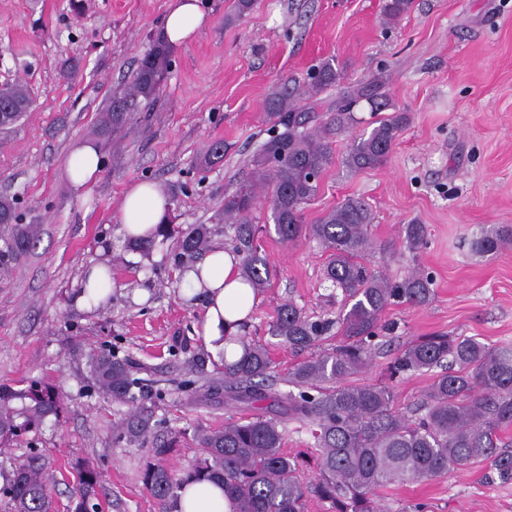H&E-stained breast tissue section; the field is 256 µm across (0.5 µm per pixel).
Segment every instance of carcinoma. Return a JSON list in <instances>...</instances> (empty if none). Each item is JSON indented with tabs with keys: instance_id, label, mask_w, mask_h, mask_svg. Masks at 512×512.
Segmentation results:
<instances>
[{
	"instance_id": "1",
	"label": "carcinoma",
	"mask_w": 512,
	"mask_h": 512,
	"mask_svg": "<svg viewBox=\"0 0 512 512\" xmlns=\"http://www.w3.org/2000/svg\"><path fill=\"white\" fill-rule=\"evenodd\" d=\"M413 0H387L384 20L397 22L412 8ZM172 67L169 50L154 41L139 60L127 89L112 97L96 126L98 141L107 146L140 111L141 101L156 98ZM336 80L330 61L318 66L301 94L312 99ZM366 103L371 113L390 109L376 81L347 90L327 120L311 130L315 113L299 105L295 94L281 86L265 102L272 123L270 137L251 160V180L224 197V228L241 272L259 293L270 285L274 269L262 251L261 226L251 214L259 200L270 210L278 237L295 242L315 240L328 253L324 270L331 287L341 290L345 304L334 317L316 320L288 302L269 325L279 343L297 350L312 349L327 335L339 342L293 365L284 375L275 371L267 346L240 335V358L224 363V378L201 386L202 396L217 394L224 386L227 409L243 407L246 416L229 420L218 430L200 429V455L182 471L161 464L148 467L143 482L159 512H178L181 493L193 482L220 484L232 512H305L316 497L330 504V512H384L380 489L392 483L432 480L454 467L487 463L504 481L512 480V453L503 449L501 433L512 426V346L490 347L473 336L436 335L407 343L387 366L388 382L352 385L348 379L372 361L379 342L383 312L395 303L426 304L433 295V278L412 268L399 281L370 270L363 260L374 249L370 235L373 215L356 198H347L314 224L303 219L305 205L317 194L321 174L333 162L331 138L358 123L354 108ZM32 106L22 84L0 89V126L7 127ZM367 135L355 138L344 164L351 170L383 165L407 124L404 112L374 121ZM412 251L427 246L423 224L403 228ZM211 229L205 224L186 227L160 225L152 237H138L130 250L147 258L158 238H176L174 261L193 268L210 249ZM0 268L30 253L40 241L34 225L21 223L17 201L0 196ZM512 244V229L493 227L476 246L494 252ZM448 363V370L433 375L417 413L397 408L395 382L411 372L430 371ZM90 372L99 393L131 407L124 421L128 443L145 446L153 434L152 411L145 401L162 392L136 378L132 365L115 353L93 355ZM290 387L281 391L278 385ZM63 412L57 388L33 381L15 389L0 385V453L12 442L40 429L45 420ZM311 426L319 473L314 480L300 478L299 468L283 452L288 424ZM99 473L86 466L70 498V512H87L97 494ZM4 494L13 512H50V478L43 458L31 454L12 468Z\"/></svg>"
}]
</instances>
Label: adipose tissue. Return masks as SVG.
<instances>
[{
  "label": "adipose tissue",
  "instance_id": "adipose-tissue-1",
  "mask_svg": "<svg viewBox=\"0 0 512 512\" xmlns=\"http://www.w3.org/2000/svg\"><path fill=\"white\" fill-rule=\"evenodd\" d=\"M209 22L201 0H170L159 38L170 48H178L190 42ZM100 170L98 148L87 143L73 147L66 171L74 189H83L96 181ZM169 211L168 198L156 184L135 183L125 190L120 203L121 232L127 238L144 235L167 221ZM239 263L232 250L217 245L197 262L195 270L181 275L184 290L201 294L204 300L201 334L205 343L211 349L223 351L230 363L241 355V348L234 341L240 324L253 313L259 301L242 277ZM109 269L104 261L86 268L87 281L75 292L77 306H96L110 299L114 282L108 275ZM180 509L181 512H230V504L220 485L203 482L186 489Z\"/></svg>",
  "mask_w": 512,
  "mask_h": 512
}]
</instances>
